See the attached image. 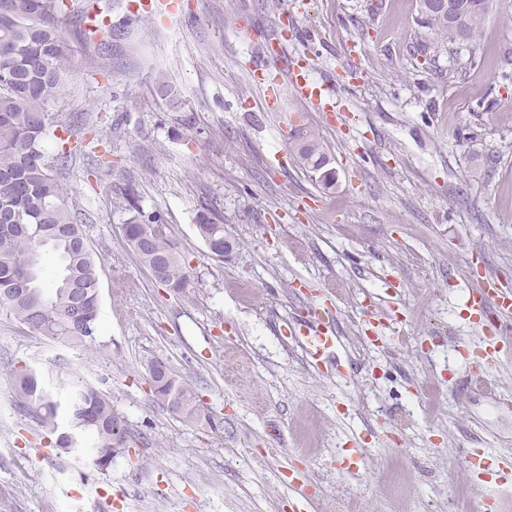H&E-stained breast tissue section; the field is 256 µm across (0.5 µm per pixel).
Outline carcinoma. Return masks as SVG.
I'll return each mask as SVG.
<instances>
[{
    "label": "carcinoma",
    "mask_w": 512,
    "mask_h": 512,
    "mask_svg": "<svg viewBox=\"0 0 512 512\" xmlns=\"http://www.w3.org/2000/svg\"><path fill=\"white\" fill-rule=\"evenodd\" d=\"M432 0H419L420 23L440 44L477 40L495 0H447L448 9L434 11ZM86 0H0V307L33 331L80 350H107L96 343L99 328V267L74 206L70 205L57 171L67 166L72 151L65 141L53 154L42 149L50 126L46 105L62 92V76L70 67L63 32L75 26L79 39L108 49L112 25L102 14L92 17ZM303 166L326 188L335 184V171L319 138L299 131L294 136ZM124 226L140 262L157 272L156 280L175 294L191 286L188 271L167 225L147 215L129 188ZM205 246L224 244V225L203 215L196 224ZM57 256L53 287H44L42 249ZM146 366L157 400L187 422L204 415L192 384L163 359ZM22 407L35 413L42 427L56 435L66 453H83L89 466L108 467L117 449L127 442L126 429L112 410L109 396L82 384L64 400L48 390L42 375L22 368L14 371Z\"/></svg>",
    "instance_id": "obj_1"
}]
</instances>
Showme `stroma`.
Wrapping results in <instances>:
<instances>
[{"label": "stroma", "instance_id": "stroma-1", "mask_svg": "<svg viewBox=\"0 0 512 512\" xmlns=\"http://www.w3.org/2000/svg\"><path fill=\"white\" fill-rule=\"evenodd\" d=\"M117 0L107 71L64 39L72 66L51 115H78L86 143L60 180L99 275L106 354L77 351L0 309V512H512V357L474 387L471 352L490 326L468 297L512 298V0L474 43L428 56L417 0H177L168 19ZM262 29L285 60L309 58L336 112L293 97L267 106ZM319 136L324 189L289 132ZM167 224L192 288L173 295L128 244L123 199ZM223 224L212 257L200 215ZM332 309L343 340L312 367L297 338ZM167 360L213 422L158 402L143 359ZM52 390L106 392L132 439L105 470L54 449L18 406L13 369ZM486 465L465 470L461 451ZM360 469H349L353 456Z\"/></svg>", "mask_w": 512, "mask_h": 512}]
</instances>
